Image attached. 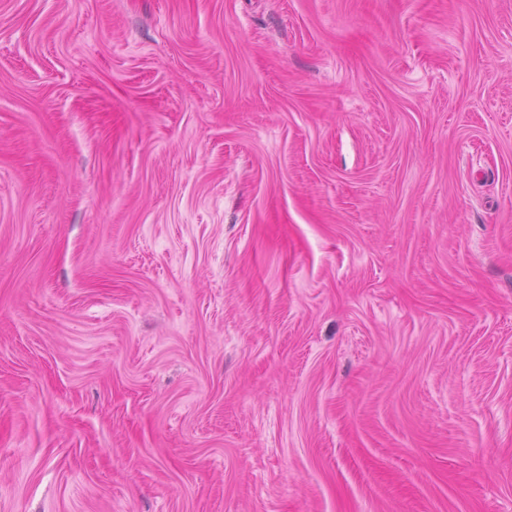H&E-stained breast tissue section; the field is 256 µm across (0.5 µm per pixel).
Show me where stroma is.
I'll return each mask as SVG.
<instances>
[{
	"label": "stroma",
	"instance_id": "1",
	"mask_svg": "<svg viewBox=\"0 0 512 512\" xmlns=\"http://www.w3.org/2000/svg\"><path fill=\"white\" fill-rule=\"evenodd\" d=\"M0 512H512V0H0Z\"/></svg>",
	"mask_w": 512,
	"mask_h": 512
}]
</instances>
